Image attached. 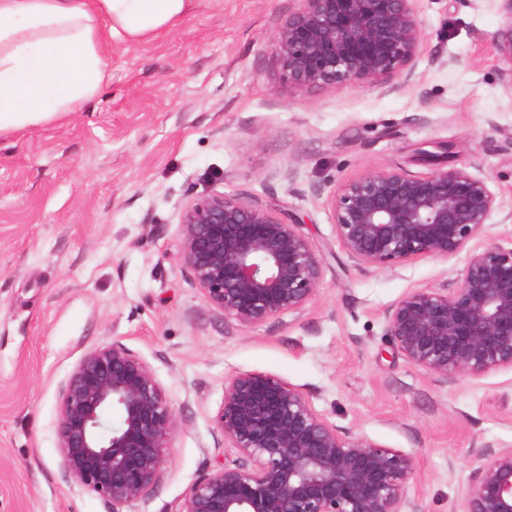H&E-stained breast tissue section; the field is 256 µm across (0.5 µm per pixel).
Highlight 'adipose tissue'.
Segmentation results:
<instances>
[{
  "instance_id": "adipose-tissue-1",
  "label": "adipose tissue",
  "mask_w": 512,
  "mask_h": 512,
  "mask_svg": "<svg viewBox=\"0 0 512 512\" xmlns=\"http://www.w3.org/2000/svg\"><path fill=\"white\" fill-rule=\"evenodd\" d=\"M204 0H0V136L79 111L109 79L112 44L150 42Z\"/></svg>"
}]
</instances>
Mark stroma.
I'll return each instance as SVG.
<instances>
[{"label":"stroma","instance_id":"1","mask_svg":"<svg viewBox=\"0 0 512 512\" xmlns=\"http://www.w3.org/2000/svg\"><path fill=\"white\" fill-rule=\"evenodd\" d=\"M295 0H222L157 41L110 51L99 97L0 138V512H111L69 480L55 434L83 355L113 341L147 362L178 428L155 493L126 512H178L223 460L226 379L271 373L342 432L412 455L418 512H458L479 455L512 448V370L447 384L385 335L413 288L453 283L466 253L392 269L351 259L327 206L368 170L465 168L503 209L512 245V84L494 34L501 0H419L411 79L289 90L272 41ZM449 145L430 160L424 151ZM275 204L322 257L298 315L244 327L212 307L179 250L180 215L215 193Z\"/></svg>","mask_w":512,"mask_h":512}]
</instances>
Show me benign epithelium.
<instances>
[{
    "label": "benign epithelium",
    "instance_id": "obj_1",
    "mask_svg": "<svg viewBox=\"0 0 512 512\" xmlns=\"http://www.w3.org/2000/svg\"><path fill=\"white\" fill-rule=\"evenodd\" d=\"M273 38L294 92L410 79L422 41L418 0H296ZM494 39L512 83V0ZM328 207L353 260L380 269L468 250L453 287L414 288L385 312L393 347L446 383L512 369V247L480 243L502 209L488 182L464 168L418 177L368 171L343 182ZM179 248L209 304L241 326L301 313L322 261L299 221L222 192L189 201ZM117 409V424L105 413ZM239 462L202 475L180 512H415L406 489L414 458L340 432L297 388L264 372L224 382L213 418ZM177 428L149 365L118 342L88 351L58 403L66 476L123 512L158 482ZM462 512H512V448L482 455Z\"/></svg>",
    "mask_w": 512,
    "mask_h": 512
}]
</instances>
